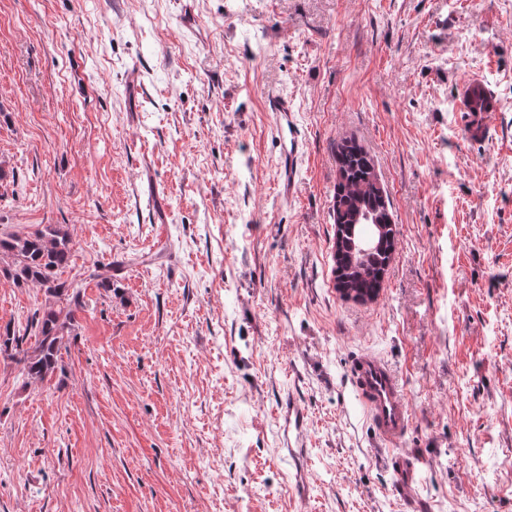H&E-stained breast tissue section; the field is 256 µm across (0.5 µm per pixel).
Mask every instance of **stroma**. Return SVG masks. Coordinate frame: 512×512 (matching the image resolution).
Returning <instances> with one entry per match:
<instances>
[{
  "mask_svg": "<svg viewBox=\"0 0 512 512\" xmlns=\"http://www.w3.org/2000/svg\"><path fill=\"white\" fill-rule=\"evenodd\" d=\"M191 1L199 39L184 0H0V224L66 227L83 302L62 372L0 356V512H512V0ZM276 93L307 136L288 198ZM350 137L397 225L365 303L332 272ZM108 263L111 289L86 279ZM47 302L1 277L0 331ZM360 351L404 383L413 489L350 383ZM485 97L480 94L478 97L471 99L468 112H462L461 119L464 122V130L471 135L477 132L481 135L489 123V116L494 112L495 106L493 101H486ZM485 110V112H484ZM474 112H477L473 114ZM480 127L479 130L477 128ZM279 422L278 451L282 459L295 468L294 490L305 496L308 490V473L305 463L308 458L304 432L308 425L305 409L295 398L281 400L277 408Z\"/></svg>",
  "mask_w": 512,
  "mask_h": 512,
  "instance_id": "35a3bbf8",
  "label": "stroma"
}]
</instances>
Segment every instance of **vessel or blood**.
<instances>
[{
    "label": "vessel or blood",
    "instance_id": "1",
    "mask_svg": "<svg viewBox=\"0 0 512 512\" xmlns=\"http://www.w3.org/2000/svg\"><path fill=\"white\" fill-rule=\"evenodd\" d=\"M269 108L277 112L285 134L279 159V182L284 195H291L295 186L300 160L305 152V140L292 115L293 103L288 96L276 94L269 99ZM351 382L358 399L382 444L399 449L412 426V411L407 398L388 362L372 352H360L349 363ZM279 422L278 446L282 459L295 468L294 489L298 494L308 490V458L304 432L308 417L295 398L281 400L277 408Z\"/></svg>",
    "mask_w": 512,
    "mask_h": 512
}]
</instances>
